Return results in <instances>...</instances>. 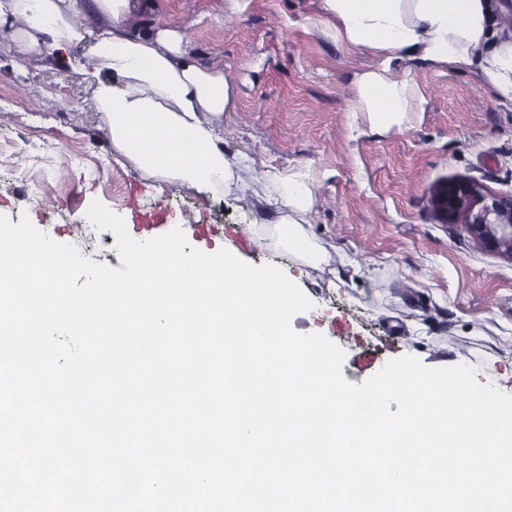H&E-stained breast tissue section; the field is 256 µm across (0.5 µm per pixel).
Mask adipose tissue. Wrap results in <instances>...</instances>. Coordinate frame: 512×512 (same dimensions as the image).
I'll use <instances>...</instances> for the list:
<instances>
[{
	"label": "adipose tissue",
	"instance_id": "obj_1",
	"mask_svg": "<svg viewBox=\"0 0 512 512\" xmlns=\"http://www.w3.org/2000/svg\"><path fill=\"white\" fill-rule=\"evenodd\" d=\"M148 7L147 0H0V30L80 79L114 153L145 178L221 200L253 194L276 213L256 225L254 240L320 266L326 249L304 229L314 206L308 175L260 179L252 159L225 153L233 90L223 66L201 65L178 30L138 25ZM310 23L375 60L351 77L352 134L407 128L421 103L408 78L417 68L476 72L496 103L512 105V40L499 35L494 0H316Z\"/></svg>",
	"mask_w": 512,
	"mask_h": 512
}]
</instances>
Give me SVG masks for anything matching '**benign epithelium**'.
<instances>
[{
	"label": "benign epithelium",
	"instance_id": "obj_1",
	"mask_svg": "<svg viewBox=\"0 0 512 512\" xmlns=\"http://www.w3.org/2000/svg\"><path fill=\"white\" fill-rule=\"evenodd\" d=\"M441 224H460L482 249L512 262V194L483 190L468 180L442 181L431 191Z\"/></svg>",
	"mask_w": 512,
	"mask_h": 512
}]
</instances>
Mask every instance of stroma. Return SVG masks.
<instances>
[{
  "label": "stroma",
  "instance_id": "obj_1",
  "mask_svg": "<svg viewBox=\"0 0 512 512\" xmlns=\"http://www.w3.org/2000/svg\"><path fill=\"white\" fill-rule=\"evenodd\" d=\"M144 23L180 31L204 64L224 66L237 94L224 115V150L250 155L258 174L308 173L315 204L305 229L324 245L314 269L272 248L239 258L272 264L313 302L292 321L345 352V379L362 384L390 359L433 368L465 363L480 384L512 394V262L481 249L458 224H441L431 191L465 179L512 193V106L496 104L473 74L412 73L424 99L407 129L351 137L354 71L370 63L312 28L313 0H153ZM0 215H21L82 256L121 268L116 237L77 213L100 201L130 220L129 195L167 206L166 229L201 239L192 215L223 235L267 218L258 199L204 197L143 179L114 155L110 133L79 79L54 59L25 54L0 32Z\"/></svg>",
  "mask_w": 512,
  "mask_h": 512
}]
</instances>
